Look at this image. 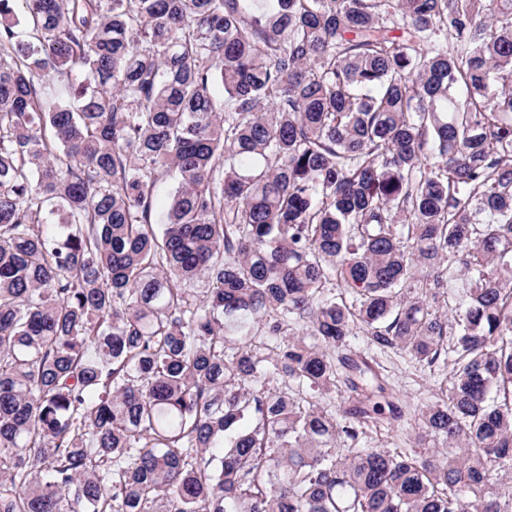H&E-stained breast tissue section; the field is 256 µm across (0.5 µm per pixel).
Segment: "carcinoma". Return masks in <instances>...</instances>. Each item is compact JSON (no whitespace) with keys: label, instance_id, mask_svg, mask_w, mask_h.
Listing matches in <instances>:
<instances>
[{"label":"carcinoma","instance_id":"carcinoma-1","mask_svg":"<svg viewBox=\"0 0 512 512\" xmlns=\"http://www.w3.org/2000/svg\"><path fill=\"white\" fill-rule=\"evenodd\" d=\"M511 79L512 0H0V512H512ZM355 329L443 447H341ZM347 344L352 354L369 361L384 376L396 398L397 412L400 410L396 415L400 417L394 418L386 409L383 417L365 426L358 446H378L406 453L424 451L414 443L411 427L433 394L448 385V365L428 367L407 353L372 347L360 332L350 336Z\"/></svg>","mask_w":512,"mask_h":512}]
</instances>
